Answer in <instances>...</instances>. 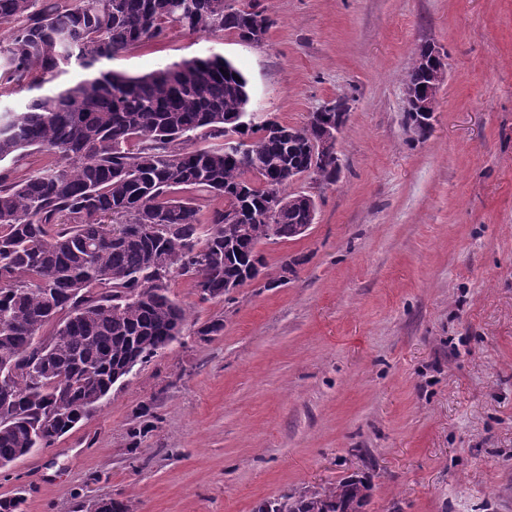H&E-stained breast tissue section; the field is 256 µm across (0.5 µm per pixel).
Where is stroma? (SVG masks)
<instances>
[{"instance_id": "stroma-1", "label": "stroma", "mask_w": 512, "mask_h": 512, "mask_svg": "<svg viewBox=\"0 0 512 512\" xmlns=\"http://www.w3.org/2000/svg\"><path fill=\"white\" fill-rule=\"evenodd\" d=\"M262 43L177 27L112 59L142 76L218 54L254 124L303 125L343 97L341 170L293 182L304 237L262 245L221 303L185 280L182 335L48 448L0 469L23 512H256L346 477L364 512H512V0H260ZM447 80L420 138L404 112L418 47ZM295 261L279 282L280 267ZM224 316L204 342L198 324ZM153 427L131 445L140 406Z\"/></svg>"}]
</instances>
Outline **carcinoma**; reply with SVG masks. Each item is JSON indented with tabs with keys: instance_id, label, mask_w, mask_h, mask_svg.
Instances as JSON below:
<instances>
[{
	"instance_id": "1",
	"label": "carcinoma",
	"mask_w": 512,
	"mask_h": 512,
	"mask_svg": "<svg viewBox=\"0 0 512 512\" xmlns=\"http://www.w3.org/2000/svg\"><path fill=\"white\" fill-rule=\"evenodd\" d=\"M0 89L34 73L58 77L73 66L77 83L39 93L20 109L0 107V163L39 150L36 172L0 181V467L49 448L133 369L182 335L187 309L171 282L192 284L199 299L222 303L265 268L259 246L296 238L316 209L287 191L310 165L318 184L338 181L336 161L313 159L324 119L301 126L248 125L241 112L248 81L214 55L174 63L140 77L102 68L168 28L235 33L259 42L271 22L236 0H0ZM421 45L404 84L430 82ZM220 139L189 150L197 135ZM248 157V163L239 160ZM282 197L271 213L268 203ZM201 199H220L201 221ZM139 224L137 236L124 225ZM171 266L156 282L154 270ZM205 277L198 287L196 276ZM224 332V316L196 330L207 341ZM132 447L151 407L139 408ZM372 485L346 478L308 496L264 502L256 512H363Z\"/></svg>"
}]
</instances>
